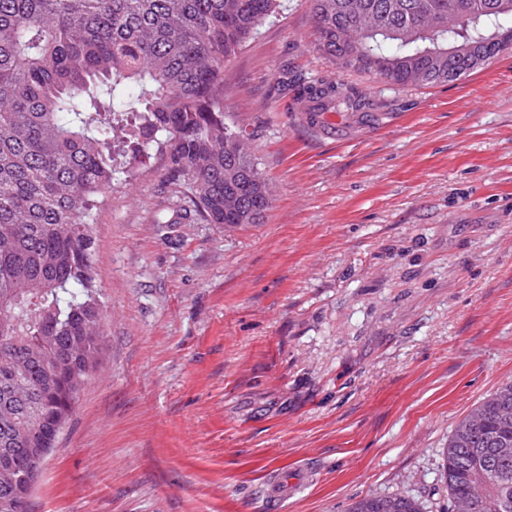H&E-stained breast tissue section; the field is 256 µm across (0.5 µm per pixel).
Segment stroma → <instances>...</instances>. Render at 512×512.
<instances>
[{
  "label": "stroma",
  "instance_id": "1",
  "mask_svg": "<svg viewBox=\"0 0 512 512\" xmlns=\"http://www.w3.org/2000/svg\"><path fill=\"white\" fill-rule=\"evenodd\" d=\"M378 103L321 134L284 79ZM271 193L208 224L159 153L91 213L104 347L28 512H448L442 451L512 380V56L390 85L318 49L310 0L224 66ZM313 473L286 499L272 476ZM422 503L409 496L369 495L355 501L349 512H423Z\"/></svg>",
  "mask_w": 512,
  "mask_h": 512
}]
</instances>
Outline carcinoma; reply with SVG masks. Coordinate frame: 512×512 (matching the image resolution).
<instances>
[{
    "instance_id": "1",
    "label": "carcinoma",
    "mask_w": 512,
    "mask_h": 512,
    "mask_svg": "<svg viewBox=\"0 0 512 512\" xmlns=\"http://www.w3.org/2000/svg\"><path fill=\"white\" fill-rule=\"evenodd\" d=\"M319 49L394 85L458 81L512 53V0H310ZM278 0H0V512H27L102 348L96 199L155 150L208 224L272 205L247 136L224 122V63ZM309 112L373 118L354 89L304 83ZM448 500L512 512V381L454 429ZM349 512H423L369 495Z\"/></svg>"
}]
</instances>
